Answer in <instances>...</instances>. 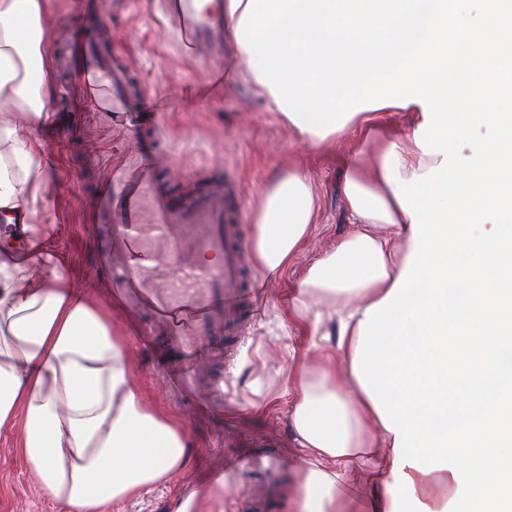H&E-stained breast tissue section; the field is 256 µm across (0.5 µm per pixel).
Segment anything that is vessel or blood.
<instances>
[{"mask_svg": "<svg viewBox=\"0 0 512 512\" xmlns=\"http://www.w3.org/2000/svg\"><path fill=\"white\" fill-rule=\"evenodd\" d=\"M175 26L190 59L221 69L223 0H211L202 11L195 0H183ZM71 43L72 70L85 78L95 66L94 42L77 29ZM110 74L112 121L140 139L139 150L113 165L98 192L97 214L108 224L102 250L112 286L137 308L144 334L161 337L176 356L182 386L207 409H220L223 369L233 361L245 320L256 318L259 310L257 282L245 273L244 215L227 220L228 190L214 191L199 205L162 184L164 104L145 93L128 97L120 64H113ZM249 466L265 475L252 495L254 506L271 512L282 495L281 463L264 448Z\"/></svg>", "mask_w": 512, "mask_h": 512, "instance_id": "1", "label": "vessel or blood"}]
</instances>
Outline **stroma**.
<instances>
[{
  "label": "stroma",
  "instance_id": "stroma-1",
  "mask_svg": "<svg viewBox=\"0 0 512 512\" xmlns=\"http://www.w3.org/2000/svg\"><path fill=\"white\" fill-rule=\"evenodd\" d=\"M88 0H53L49 50L59 96L57 116L62 128L46 139L54 175L48 185L40 220L56 225V248L70 276L112 311L114 327L129 338L132 380L145 404L173 415L184 427L189 448L184 470L161 485L125 501L112 512H175L190 494L211 491L208 476L224 469L225 460L252 453V438L270 435L288 459L283 498L277 512H290L304 451L289 426L292 394L288 374L308 346L334 344V321L322 317L319 327L299 320L289 304V290L308 267L335 247L350 230L339 183L346 156L358 150L356 133L337 139L327 149L294 141L277 113L269 111L246 76L218 85L206 69L186 59L181 43L162 23L166 0H110L98 22L85 10ZM93 25L100 41L124 48L122 64L136 91L164 100L166 140L171 163L165 182L181 192L195 189L198 178L231 183L250 209L288 164L300 163L318 197L317 221L281 282L266 285L263 312L245 327L246 345L232 373L224 378V409L199 411L176 384L166 380L175 362L157 340L143 336L139 318L112 296L99 255L101 227L90 220L89 206L114 159L136 151L134 137L110 125V111L90 101L83 84L60 66L70 53L68 34ZM0 512H61L36 486L29 464L14 435H0Z\"/></svg>",
  "mask_w": 512,
  "mask_h": 512
}]
</instances>
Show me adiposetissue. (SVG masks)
I'll list each match as a JSON object with an SVG mask.
<instances>
[{"label":"adipose tissue","mask_w":512,"mask_h":512,"mask_svg":"<svg viewBox=\"0 0 512 512\" xmlns=\"http://www.w3.org/2000/svg\"><path fill=\"white\" fill-rule=\"evenodd\" d=\"M224 0L256 93L322 147L393 112L341 192L349 233L293 287L301 318L338 316L340 356L291 373L310 460L292 512H512V7L483 0ZM53 0H0V432L19 430L41 493L108 512L186 463L184 431L143 402L110 311L64 273L41 137L55 87ZM480 123L493 137L470 141ZM294 169L262 195L267 276L315 220Z\"/></svg>","instance_id":"1"}]
</instances>
